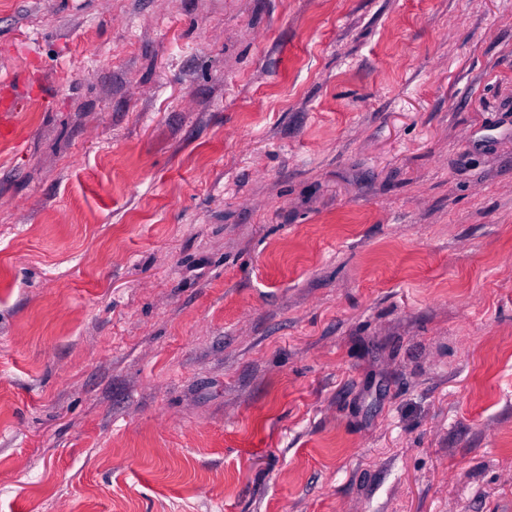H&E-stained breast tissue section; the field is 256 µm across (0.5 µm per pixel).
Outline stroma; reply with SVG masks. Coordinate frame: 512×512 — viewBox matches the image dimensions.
<instances>
[{
    "instance_id": "1",
    "label": "stroma",
    "mask_w": 512,
    "mask_h": 512,
    "mask_svg": "<svg viewBox=\"0 0 512 512\" xmlns=\"http://www.w3.org/2000/svg\"><path fill=\"white\" fill-rule=\"evenodd\" d=\"M0 512H512V0H0Z\"/></svg>"
}]
</instances>
